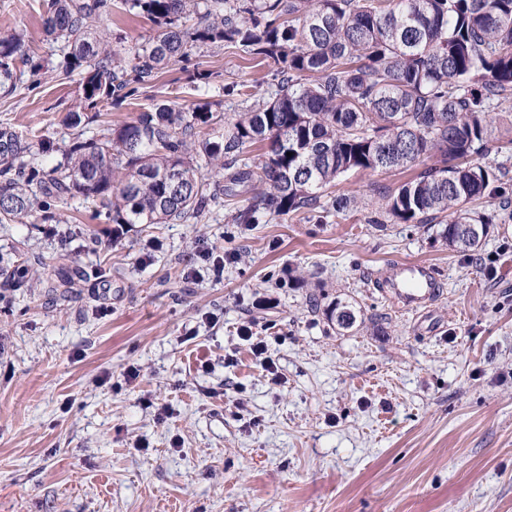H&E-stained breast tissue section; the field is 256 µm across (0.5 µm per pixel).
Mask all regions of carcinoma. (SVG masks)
Segmentation results:
<instances>
[{"mask_svg":"<svg viewBox=\"0 0 512 512\" xmlns=\"http://www.w3.org/2000/svg\"><path fill=\"white\" fill-rule=\"evenodd\" d=\"M157 24L142 43L111 48L94 28L115 7ZM198 14L192 28L181 25ZM47 37L61 43L58 69L81 74L65 117L78 128L89 112L151 85L161 70L203 49L230 44L272 60L276 84L236 118L214 128L206 105L161 103L97 138L77 134L63 160L44 170L39 149L0 125V224H59L61 205L98 199L110 224H169L198 218L243 192L233 224H258L355 199L327 190L350 171H387L439 154L440 163L383 196L399 223L441 224L452 249L476 253L493 216L469 204L484 196L505 163L492 156L487 118L512 93V0H45ZM44 70L23 35H0V92L15 88L18 65ZM212 137L197 145L196 130ZM266 151L239 163L248 144ZM492 157L482 165L473 157ZM341 329L356 321L348 304L327 309Z\"/></svg>","mask_w":512,"mask_h":512,"instance_id":"cac0c4a2","label":"carcinoma"}]
</instances>
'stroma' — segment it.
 I'll use <instances>...</instances> for the list:
<instances>
[{
    "label": "stroma",
    "instance_id": "stroma-1",
    "mask_svg": "<svg viewBox=\"0 0 512 512\" xmlns=\"http://www.w3.org/2000/svg\"><path fill=\"white\" fill-rule=\"evenodd\" d=\"M41 12L0 0V33L22 32L47 67L0 95V123L49 139L50 168L74 134L63 118L80 77L56 71ZM98 27L131 43L156 25L116 11ZM274 70L208 48L105 121L166 100L229 119ZM487 138L512 194V95ZM429 164L349 172L329 194L356 206L258 224L224 207L116 239L80 196L64 223L0 224V512H512V220L472 256L394 222L383 192ZM407 261L440 282L418 312L373 286ZM334 301L352 305V328L328 321Z\"/></svg>",
    "mask_w": 512,
    "mask_h": 512
}]
</instances>
